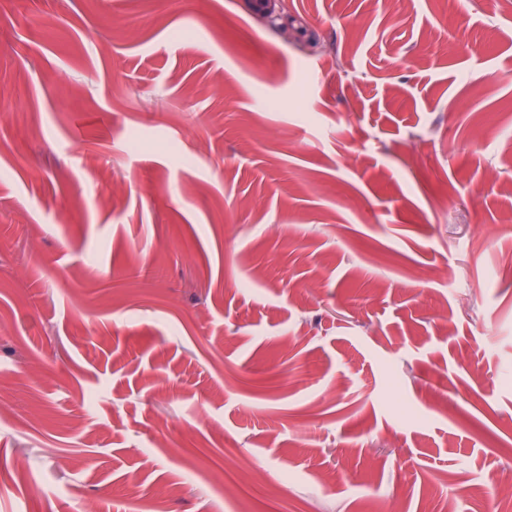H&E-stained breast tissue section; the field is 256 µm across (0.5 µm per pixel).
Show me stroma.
<instances>
[{
  "label": "stroma",
  "instance_id": "1",
  "mask_svg": "<svg viewBox=\"0 0 512 512\" xmlns=\"http://www.w3.org/2000/svg\"><path fill=\"white\" fill-rule=\"evenodd\" d=\"M492 470L512 0H0V512H484ZM243 2L252 15L266 22L279 19L288 11L287 0H244Z\"/></svg>",
  "mask_w": 512,
  "mask_h": 512
}]
</instances>
